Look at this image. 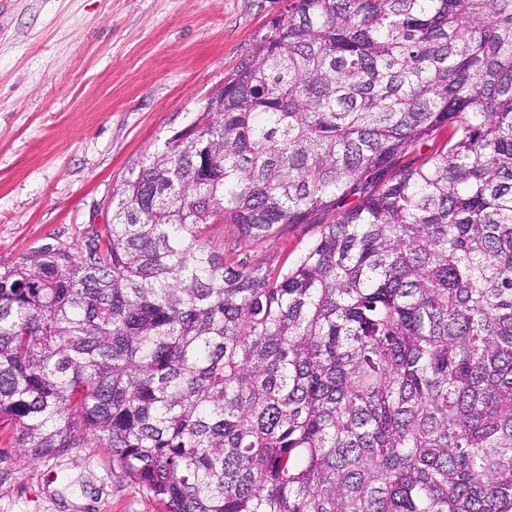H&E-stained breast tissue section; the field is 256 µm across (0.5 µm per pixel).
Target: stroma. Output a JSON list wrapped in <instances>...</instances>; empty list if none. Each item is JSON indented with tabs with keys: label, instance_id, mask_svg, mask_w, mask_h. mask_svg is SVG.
<instances>
[{
	"label": "stroma",
	"instance_id": "35a3bbf8",
	"mask_svg": "<svg viewBox=\"0 0 512 512\" xmlns=\"http://www.w3.org/2000/svg\"><path fill=\"white\" fill-rule=\"evenodd\" d=\"M289 0H0V272L57 238L82 247L131 164L163 149L225 77L252 61ZM341 197L310 224L257 242L229 224L217 250L293 263L321 225L358 204ZM0 512H166L92 442L23 462L0 428Z\"/></svg>",
	"mask_w": 512,
	"mask_h": 512
}]
</instances>
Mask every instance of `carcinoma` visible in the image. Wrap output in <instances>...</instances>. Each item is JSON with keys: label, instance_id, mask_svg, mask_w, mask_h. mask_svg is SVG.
Listing matches in <instances>:
<instances>
[{"label": "carcinoma", "instance_id": "cac0c4a2", "mask_svg": "<svg viewBox=\"0 0 512 512\" xmlns=\"http://www.w3.org/2000/svg\"><path fill=\"white\" fill-rule=\"evenodd\" d=\"M256 49L0 272V426L169 512H512V0H291ZM357 193L290 265L212 247Z\"/></svg>", "mask_w": 512, "mask_h": 512}]
</instances>
